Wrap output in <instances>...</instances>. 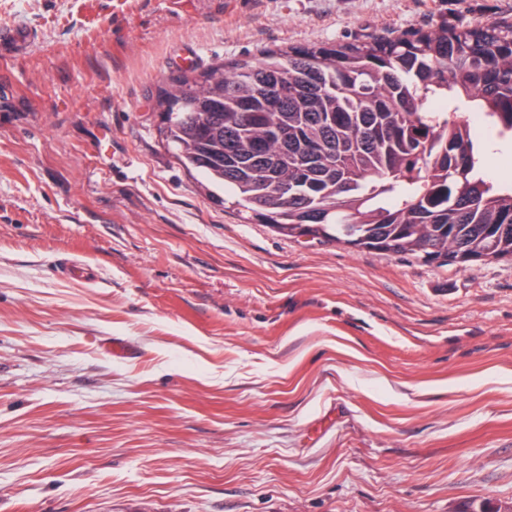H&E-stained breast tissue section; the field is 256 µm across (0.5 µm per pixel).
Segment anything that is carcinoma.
<instances>
[{
    "mask_svg": "<svg viewBox=\"0 0 512 512\" xmlns=\"http://www.w3.org/2000/svg\"><path fill=\"white\" fill-rule=\"evenodd\" d=\"M275 92L279 105L268 103ZM160 135L245 222L426 262L512 259V21L267 49L185 73Z\"/></svg>",
    "mask_w": 512,
    "mask_h": 512,
    "instance_id": "1",
    "label": "carcinoma"
}]
</instances>
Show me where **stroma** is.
Segmentation results:
<instances>
[{
  "mask_svg": "<svg viewBox=\"0 0 512 512\" xmlns=\"http://www.w3.org/2000/svg\"><path fill=\"white\" fill-rule=\"evenodd\" d=\"M443 18L512 0H0L33 35L0 57V512L512 506V260L244 223L159 134L186 71Z\"/></svg>",
  "mask_w": 512,
  "mask_h": 512,
  "instance_id": "obj_1",
  "label": "stroma"
}]
</instances>
